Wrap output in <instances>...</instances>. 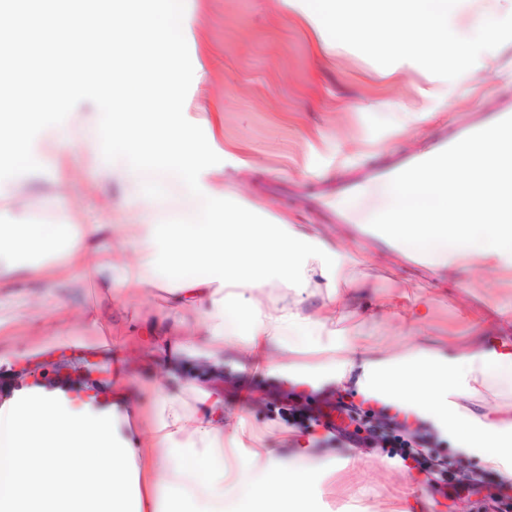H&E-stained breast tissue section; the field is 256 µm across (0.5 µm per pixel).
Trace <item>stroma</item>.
Returning <instances> with one entry per match:
<instances>
[{
    "label": "stroma",
    "instance_id": "obj_1",
    "mask_svg": "<svg viewBox=\"0 0 512 512\" xmlns=\"http://www.w3.org/2000/svg\"><path fill=\"white\" fill-rule=\"evenodd\" d=\"M474 13L485 15L490 37L466 52L445 55L432 68L376 50L354 32L341 48L318 55L306 26L280 0H185L184 32L195 73L183 112L221 158L201 172L200 184L223 191L227 199L271 222L304 225L335 251L337 264L359 281L361 295L354 312L331 326L333 336L385 341L400 352L422 339L453 354L467 345L468 312L512 304V279L493 281L451 264L430 274L410 265L398 250L355 237L353 225L329 222L287 189L299 183L308 193L339 201L338 181L355 177L362 165L420 151L437 131L473 119L491 94L512 90V14L501 0H459L451 24L460 40L469 39L466 19ZM408 109L418 112L416 121L405 122ZM99 144L93 133L83 144L67 145L71 175L66 184H59L49 162L42 173L13 187L12 197L31 223H96L108 208L113 217L134 224L148 194L158 196L165 210L188 212L175 176L142 175L120 185L112 181L92 158ZM417 285L426 288L428 309L415 333L372 313L380 299ZM7 294L10 304L0 314L19 326L0 338V403L30 387L22 367L44 366L62 356L71 359V368L47 374L43 389L80 391L87 381L81 360L104 359L112 347L122 353L129 373L123 379L109 377L101 388V405L111 406L113 393L121 392L129 407L145 413L160 393L188 401L191 388L218 389L225 407L246 415L259 431L257 440L239 449L240 459L263 448L293 455L291 440L299 427L281 397L290 388L285 375L267 367H242L236 354L206 343L193 355L157 359L153 342L167 314H175L181 332H200L199 314L173 313L166 292L150 291L125 311L105 313L98 326L78 319L86 307L104 300L94 283L20 281ZM62 323L70 326V338L47 343V333ZM309 437L314 456L357 461L346 477L315 472L311 512H395L399 505L417 503L422 512H456L460 506L466 512H498L496 501L479 494L465 503L454 495L434 494L424 475L408 468L392 448L369 453L318 426ZM350 485L364 488L365 498H351Z\"/></svg>",
    "mask_w": 512,
    "mask_h": 512
}]
</instances>
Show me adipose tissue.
I'll return each mask as SVG.
<instances>
[{
	"label": "adipose tissue",
	"instance_id": "adipose-tissue-1",
	"mask_svg": "<svg viewBox=\"0 0 512 512\" xmlns=\"http://www.w3.org/2000/svg\"><path fill=\"white\" fill-rule=\"evenodd\" d=\"M286 10L300 12L319 46L343 42L361 33L401 58L437 64L448 53L450 0H399L394 13L380 22L367 15L364 0H349L339 10L323 0L318 13L302 12L299 0H281ZM97 112H76L64 127H49L33 144L36 159L62 154L65 140L83 142L97 128ZM495 167L460 150L447 172L422 175L411 183L384 187L380 196L393 222L385 231L403 252H415L481 271L500 272V258L512 255V231L490 222L483 199L497 188ZM153 200H145L136 224L27 223L9 208L0 209V288L18 280L61 283L94 280L113 289V301L128 303L162 287L150 265L158 248L149 236ZM129 238L138 255L113 283L112 256L102 244L113 235ZM336 291L322 297L315 311L301 301L240 307L243 287L211 282L182 283L172 289V303L201 314L207 339L236 353L243 364L267 362L275 344L289 353L334 349L327 324L352 309L358 290L349 273L337 271ZM472 340L458 354L418 343L403 353L368 351L361 339L346 342V354L329 363L289 362V376L317 379L333 372L355 379L359 391L438 426L453 430L463 447L477 449L485 468L512 480V408L476 411L464 401L476 398L496 377L512 373V340L484 343V317H469ZM195 409L178 399L155 402L149 427L137 439L115 428L119 412H92L90 406L58 394L28 390L0 408V512H179L165 501L178 487L182 498L200 500L205 512H309L308 466L313 455L299 445L294 457L275 456L271 449L249 462L231 459L230 444L253 434L249 421L225 414L224 398L195 389Z\"/></svg>",
	"mask_w": 512,
	"mask_h": 512
}]
</instances>
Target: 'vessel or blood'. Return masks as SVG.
I'll list each match as a JSON object with an SVG mask.
<instances>
[{
	"label": "vessel or blood",
	"mask_w": 512,
	"mask_h": 512,
	"mask_svg": "<svg viewBox=\"0 0 512 512\" xmlns=\"http://www.w3.org/2000/svg\"><path fill=\"white\" fill-rule=\"evenodd\" d=\"M463 147L469 149L474 157L490 160L506 170L501 191L488 197L486 209L497 223L512 225V92L507 90L496 93L477 120L438 134L431 150L406 156L395 163L367 164L360 180L346 183L345 189L355 194L364 188L393 181H413L423 174L446 167ZM337 218L342 223L361 226L363 233L379 243L386 245L390 242L382 231L383 225L392 221L386 208L374 205L363 215L342 211Z\"/></svg>",
	"instance_id": "vessel-or-blood-1"
}]
</instances>
